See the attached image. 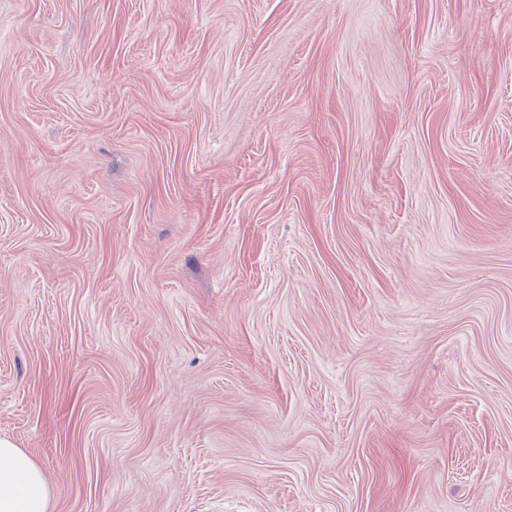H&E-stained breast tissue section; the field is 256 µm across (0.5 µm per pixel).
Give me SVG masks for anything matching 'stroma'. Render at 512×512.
Segmentation results:
<instances>
[{"label":"stroma","instance_id":"1","mask_svg":"<svg viewBox=\"0 0 512 512\" xmlns=\"http://www.w3.org/2000/svg\"><path fill=\"white\" fill-rule=\"evenodd\" d=\"M0 437L50 512H512V0H0Z\"/></svg>","mask_w":512,"mask_h":512}]
</instances>
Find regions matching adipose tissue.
<instances>
[{"mask_svg": "<svg viewBox=\"0 0 512 512\" xmlns=\"http://www.w3.org/2000/svg\"><path fill=\"white\" fill-rule=\"evenodd\" d=\"M43 470L8 438L0 437V512H49Z\"/></svg>", "mask_w": 512, "mask_h": 512, "instance_id": "ef3b65f1", "label": "adipose tissue"}]
</instances>
